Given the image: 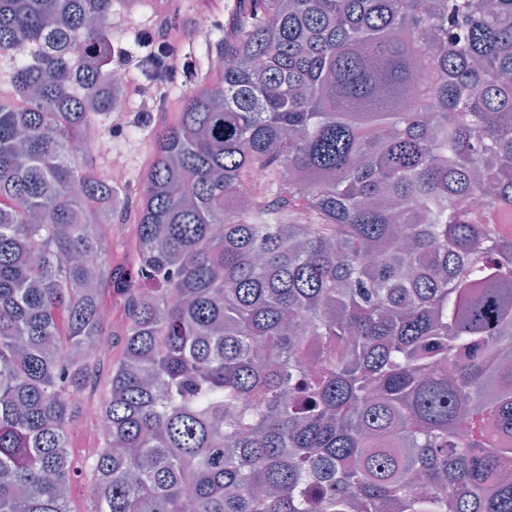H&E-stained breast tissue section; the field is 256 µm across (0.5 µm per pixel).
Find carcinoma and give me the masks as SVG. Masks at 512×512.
I'll list each match as a JSON object with an SVG mask.
<instances>
[{
  "instance_id": "cac0c4a2",
  "label": "carcinoma",
  "mask_w": 512,
  "mask_h": 512,
  "mask_svg": "<svg viewBox=\"0 0 512 512\" xmlns=\"http://www.w3.org/2000/svg\"><path fill=\"white\" fill-rule=\"evenodd\" d=\"M113 4L0 0V512H512V0H249L136 185Z\"/></svg>"
}]
</instances>
